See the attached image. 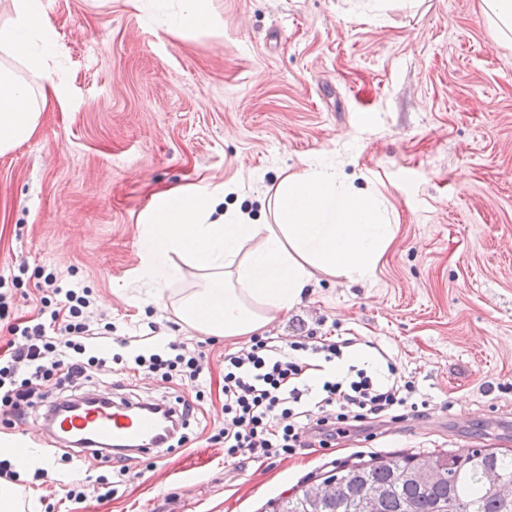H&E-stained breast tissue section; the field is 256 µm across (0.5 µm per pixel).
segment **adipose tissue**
<instances>
[{"mask_svg":"<svg viewBox=\"0 0 512 512\" xmlns=\"http://www.w3.org/2000/svg\"><path fill=\"white\" fill-rule=\"evenodd\" d=\"M0 52V156L35 135L48 107L63 104L64 82L48 61L56 44L44 0H6ZM162 13L171 32L212 23L210 0H133ZM265 221L221 210L217 193L195 187L157 196L139 225L134 279L145 303L172 311L183 329L236 339L253 335L301 304L317 277L372 278L395 237L382 202L352 189L335 168L309 165L264 196Z\"/></svg>","mask_w":512,"mask_h":512,"instance_id":"ef3b65f1","label":"adipose tissue"}]
</instances>
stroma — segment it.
<instances>
[{"instance_id": "obj_1", "label": "stroma", "mask_w": 512, "mask_h": 512, "mask_svg": "<svg viewBox=\"0 0 512 512\" xmlns=\"http://www.w3.org/2000/svg\"><path fill=\"white\" fill-rule=\"evenodd\" d=\"M214 26L165 30L131 0H45L68 96L0 156V290L36 315L46 274L89 289L114 337L156 332L205 354L211 392L187 448L133 455L116 495L104 459L48 436L44 402L0 438L38 449L47 478L21 481L30 512H272L300 482L376 455L512 449V44L495 45L481 0H212ZM379 195L398 229L371 282L322 278L265 333L354 339L363 366L395 364L428 416L365 425L335 446L263 463L225 461L224 352L248 338L186 332L141 302L139 218L154 195L233 182L243 206L311 160ZM107 393L174 402L190 388L114 365L55 398ZM81 474L85 501L62 486Z\"/></svg>"}]
</instances>
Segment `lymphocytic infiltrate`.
Masks as SVG:
<instances>
[{
	"instance_id": "f902f5d3",
	"label": "lymphocytic infiltrate",
	"mask_w": 512,
	"mask_h": 512,
	"mask_svg": "<svg viewBox=\"0 0 512 512\" xmlns=\"http://www.w3.org/2000/svg\"><path fill=\"white\" fill-rule=\"evenodd\" d=\"M45 283L51 293L42 297L37 316L9 327L19 341L7 358H0V405L9 407L16 420H25L36 387L53 379H87L107 364L129 360L135 370L193 390V398L177 400L176 418L183 430L177 443L186 445L184 430L205 396L204 352L175 340L128 356L113 352L112 325L99 330L85 316L93 304L90 292L59 286L51 274ZM349 345L346 339L309 332L284 346L275 338L255 336L249 347L226 353L224 428L211 437L223 444L225 460H271L308 445L329 447L357 422L426 417L428 403L414 382L382 381L361 369L324 377L318 391L308 392L315 369L309 356L332 365L343 359Z\"/></svg>"
}]
</instances>
